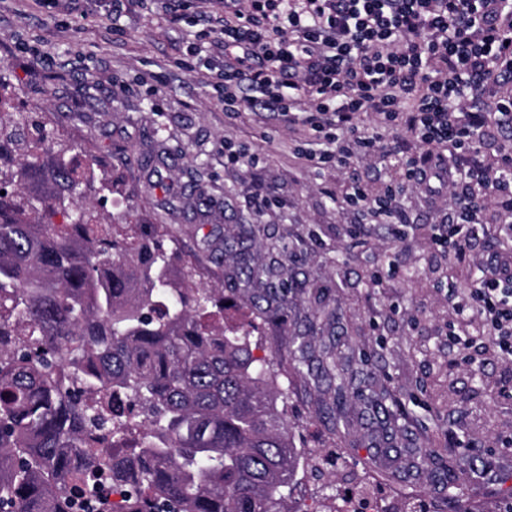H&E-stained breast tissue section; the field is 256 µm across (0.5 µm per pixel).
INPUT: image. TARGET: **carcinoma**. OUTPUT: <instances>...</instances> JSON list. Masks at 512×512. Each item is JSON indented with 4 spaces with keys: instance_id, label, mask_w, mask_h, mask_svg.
Here are the masks:
<instances>
[{
    "instance_id": "carcinoma-1",
    "label": "carcinoma",
    "mask_w": 512,
    "mask_h": 512,
    "mask_svg": "<svg viewBox=\"0 0 512 512\" xmlns=\"http://www.w3.org/2000/svg\"><path fill=\"white\" fill-rule=\"evenodd\" d=\"M95 164L0 82V512H292L287 392L171 225L146 232L88 197ZM251 234L239 225L224 251ZM273 277L243 261L228 281L262 318L286 301ZM338 312L314 311L291 373L326 383L336 436L355 397L362 418L384 416L375 454L433 464L434 448L396 447L404 414L337 355L348 342L316 345Z\"/></svg>"
}]
</instances>
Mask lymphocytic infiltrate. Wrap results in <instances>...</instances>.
Masks as SVG:
<instances>
[{
  "mask_svg": "<svg viewBox=\"0 0 512 512\" xmlns=\"http://www.w3.org/2000/svg\"><path fill=\"white\" fill-rule=\"evenodd\" d=\"M204 64L225 111L258 108L301 130L313 169L379 158L397 179L349 184L343 203L401 237L402 199L448 200L437 252L476 266L449 287L450 342L482 336L512 362V0H214ZM372 127H365L364 117ZM404 126L416 155L392 153ZM493 235V257H476Z\"/></svg>",
  "mask_w": 512,
  "mask_h": 512,
  "instance_id": "obj_1",
  "label": "lymphocytic infiltrate"
}]
</instances>
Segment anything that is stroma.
Returning a JSON list of instances; mask_svg holds the SVG:
<instances>
[{"mask_svg":"<svg viewBox=\"0 0 512 512\" xmlns=\"http://www.w3.org/2000/svg\"><path fill=\"white\" fill-rule=\"evenodd\" d=\"M210 8V0H188L171 22L154 0H134L115 22L98 0H83L73 13L45 12L39 0H0V81L15 106L40 112L63 139L97 157L111 184L109 211L172 225L185 252L201 257L237 225H253L251 258L278 261L282 282H310L289 290L278 318L257 320L255 356L287 369L315 290L326 289L342 313L327 334L351 337L375 365L376 385L399 394L420 447L455 449L460 493L494 505L512 488V452L503 450L512 439V400L494 388L505 364H468L467 349L448 341L446 285L466 282L470 271L431 255L432 226L447 207L407 192L406 235L395 240L389 225L368 223L322 191L354 181L384 188L393 177L384 163L353 161L318 173L297 154L299 138L283 123L251 110L225 112L212 74L186 66V40ZM229 141L250 146L258 167L225 165ZM355 224L364 227L357 237ZM391 258L400 269L393 278ZM321 398L314 384L290 386L296 445L319 449L323 464L302 473V497L330 483L354 492L356 474L365 473L389 503H442L447 490L435 470L400 478L373 460L366 426L353 423V447L338 449L319 415Z\"/></svg>","mask_w":512,"mask_h":512,"instance_id":"35a3bbf8","label":"stroma"}]
</instances>
